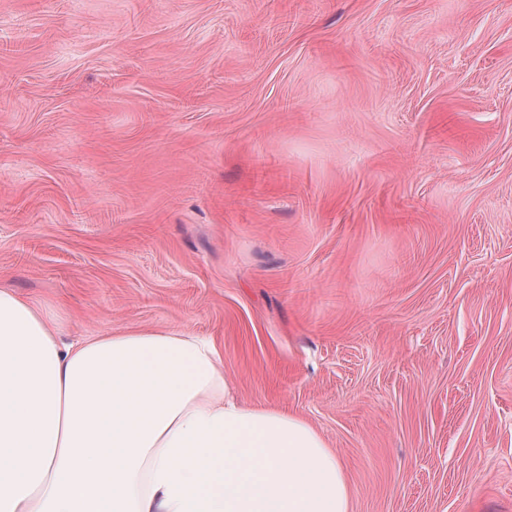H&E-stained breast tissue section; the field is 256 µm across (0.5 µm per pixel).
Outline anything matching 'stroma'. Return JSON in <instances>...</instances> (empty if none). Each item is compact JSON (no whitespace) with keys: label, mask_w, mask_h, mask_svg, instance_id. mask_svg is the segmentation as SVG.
<instances>
[{"label":"stroma","mask_w":512,"mask_h":512,"mask_svg":"<svg viewBox=\"0 0 512 512\" xmlns=\"http://www.w3.org/2000/svg\"><path fill=\"white\" fill-rule=\"evenodd\" d=\"M205 336L350 512H512V0H0V283Z\"/></svg>","instance_id":"35a3bbf8"}]
</instances>
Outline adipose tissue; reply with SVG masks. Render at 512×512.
Segmentation results:
<instances>
[{"label": "adipose tissue", "mask_w": 512, "mask_h": 512, "mask_svg": "<svg viewBox=\"0 0 512 512\" xmlns=\"http://www.w3.org/2000/svg\"><path fill=\"white\" fill-rule=\"evenodd\" d=\"M61 332L0 285V512H350L335 452L238 401L211 339Z\"/></svg>", "instance_id": "ef3b65f1"}]
</instances>
